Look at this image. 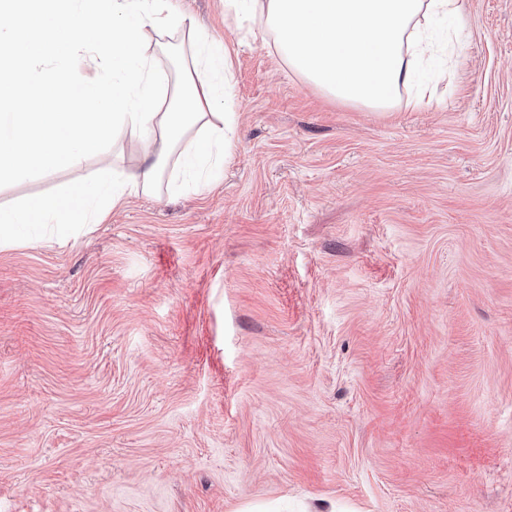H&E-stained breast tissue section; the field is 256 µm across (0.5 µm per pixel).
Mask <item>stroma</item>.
Wrapping results in <instances>:
<instances>
[{"instance_id":"1","label":"stroma","mask_w":512,"mask_h":512,"mask_svg":"<svg viewBox=\"0 0 512 512\" xmlns=\"http://www.w3.org/2000/svg\"><path fill=\"white\" fill-rule=\"evenodd\" d=\"M231 158L0 250V512H512V0L435 27L432 103L370 112L224 0ZM167 77L183 30L149 32ZM0 181V208L134 167Z\"/></svg>"}]
</instances>
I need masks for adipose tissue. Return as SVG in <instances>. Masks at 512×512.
Returning <instances> with one entry per match:
<instances>
[{
  "label": "adipose tissue",
  "mask_w": 512,
  "mask_h": 512,
  "mask_svg": "<svg viewBox=\"0 0 512 512\" xmlns=\"http://www.w3.org/2000/svg\"><path fill=\"white\" fill-rule=\"evenodd\" d=\"M168 2L0 0V19L11 22V42L0 48V180L80 168L126 132L138 149L134 169L1 208L0 250L19 244V226L75 234L130 197L155 193L161 181L200 187L222 170L237 126L229 52L195 32L191 63L170 84L144 49L147 31L174 25ZM224 7L272 34L277 54L308 84L342 103L387 111L404 91L409 106H424L429 89L418 72L434 50L431 21L456 17L461 2L224 0ZM57 53L62 62L34 69L35 57ZM98 66L105 77L75 80L80 68Z\"/></svg>",
  "instance_id": "obj_1"
}]
</instances>
